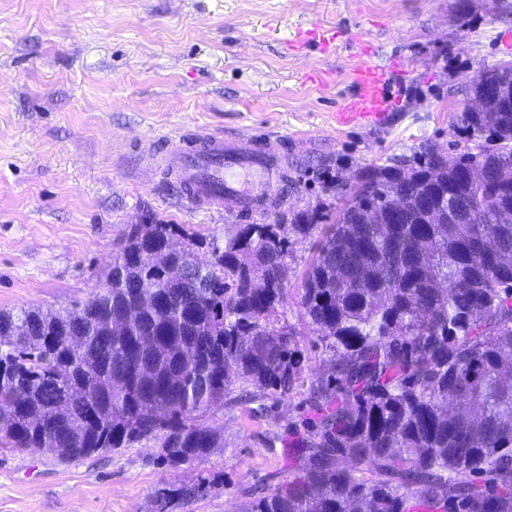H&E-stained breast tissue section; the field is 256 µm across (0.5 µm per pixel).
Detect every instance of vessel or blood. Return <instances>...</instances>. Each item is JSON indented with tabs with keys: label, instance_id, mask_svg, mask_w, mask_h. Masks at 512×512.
I'll use <instances>...</instances> for the list:
<instances>
[{
	"label": "vessel or blood",
	"instance_id": "b4317fda",
	"mask_svg": "<svg viewBox=\"0 0 512 512\" xmlns=\"http://www.w3.org/2000/svg\"><path fill=\"white\" fill-rule=\"evenodd\" d=\"M392 74L383 65L359 69L356 93L339 112L340 121L382 118L390 105ZM280 170V155L260 142L228 140L203 129L180 135L161 156L162 174L183 186L196 209L243 213L265 208Z\"/></svg>",
	"mask_w": 512,
	"mask_h": 512
}]
</instances>
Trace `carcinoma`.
<instances>
[{"label": "carcinoma", "mask_w": 512, "mask_h": 512, "mask_svg": "<svg viewBox=\"0 0 512 512\" xmlns=\"http://www.w3.org/2000/svg\"><path fill=\"white\" fill-rule=\"evenodd\" d=\"M497 69L505 98L465 117L494 148L373 167L319 239L300 315L335 360L296 473L252 512H512V380L494 377L512 369V224L494 223L512 207V64ZM471 162L488 177L478 212ZM401 194L422 207L395 221ZM315 221L242 224L222 246L133 224L106 287L0 311V447L78 460L153 440L172 466L224 447L207 411L248 387L285 397L302 373L279 307L289 238ZM205 491L162 493L159 510Z\"/></svg>", "instance_id": "1"}]
</instances>
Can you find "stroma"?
<instances>
[{
    "mask_svg": "<svg viewBox=\"0 0 512 512\" xmlns=\"http://www.w3.org/2000/svg\"><path fill=\"white\" fill-rule=\"evenodd\" d=\"M336 48L287 50L298 30ZM397 63L378 121L341 123L358 68ZM512 63V0H0V311L86 299L133 224H183L219 240L238 224L325 221L386 160L425 147L486 149L462 120L470 80ZM204 128L283 156L282 203L238 217L196 210L151 146ZM322 234L293 240L286 323L302 352L286 397L225 399L208 423L224 445L172 467L154 443L75 462L0 451V512H158L164 487L208 483L169 512H247L288 479L316 421L328 356L301 319L303 274Z\"/></svg>",
    "mask_w": 512,
    "mask_h": 512,
    "instance_id": "1",
    "label": "stroma"
}]
</instances>
